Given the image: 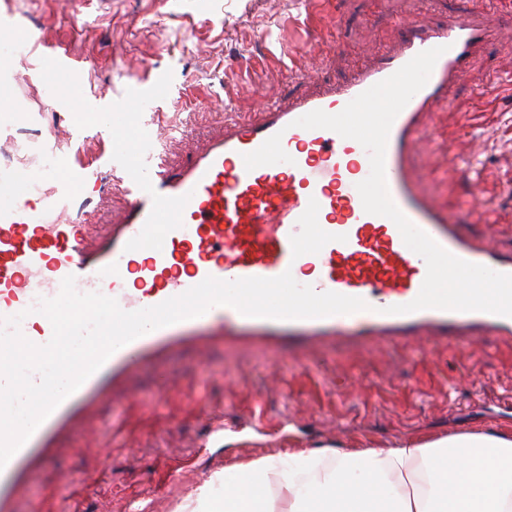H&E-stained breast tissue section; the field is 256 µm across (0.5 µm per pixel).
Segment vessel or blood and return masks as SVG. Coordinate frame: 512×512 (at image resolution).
I'll list each match as a JSON object with an SVG mask.
<instances>
[{
	"label": "vessel or blood",
	"mask_w": 512,
	"mask_h": 512,
	"mask_svg": "<svg viewBox=\"0 0 512 512\" xmlns=\"http://www.w3.org/2000/svg\"><path fill=\"white\" fill-rule=\"evenodd\" d=\"M497 12L468 13L427 28L402 20L399 47L346 82L272 103L252 122L225 121L182 166L161 160L127 167L114 188L121 206L110 235L91 241L88 217L100 195L93 161L42 168L41 188L20 195L16 185L35 160L10 127H0V317L22 315L20 330L34 344L52 336L50 321L35 307L74 276L79 292L115 298L126 311L156 306L207 277L237 280L309 273L316 291L366 301L365 310L322 319L274 320L242 315L222 305L205 314L153 330L116 350L104 365L62 401L0 469V512H19L17 493L28 474L55 463L52 441L111 385L137 367L185 345L217 338L240 344L298 342L312 347L340 339H445L493 334L512 337V317L487 312L420 310L390 314L418 295L426 263L403 242L395 223L366 213L356 186L370 174L367 151L327 129L298 127L315 110L341 112L358 95L387 79L419 53H443L427 84L397 115L390 130L385 176L397 207L456 257L512 275V253L494 249L460 230L461 213L436 204L415 183L410 162L450 102V90L486 41ZM20 40L43 47L56 67L81 72L88 56L49 26L23 31Z\"/></svg>",
	"instance_id": "vessel-or-blood-1"
}]
</instances>
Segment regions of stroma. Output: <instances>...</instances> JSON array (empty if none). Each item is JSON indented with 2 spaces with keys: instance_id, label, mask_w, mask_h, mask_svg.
Masks as SVG:
<instances>
[{
  "instance_id": "obj_1",
  "label": "stroma",
  "mask_w": 512,
  "mask_h": 512,
  "mask_svg": "<svg viewBox=\"0 0 512 512\" xmlns=\"http://www.w3.org/2000/svg\"><path fill=\"white\" fill-rule=\"evenodd\" d=\"M475 0H329L308 25L305 0H95L75 13L68 0H0L14 25L0 26V125L23 128L42 146L71 112L111 124V150L134 158L153 111L187 133L157 145L175 165L224 127L225 96L234 117L258 118L292 89L340 82L396 48L401 19L435 26ZM51 17L59 31L79 29L77 51L112 65L80 78L48 74L37 50H13L15 28ZM298 49L300 74L246 69L248 55ZM170 83L155 110L136 96L154 72ZM107 90L112 111L93 94ZM454 108L438 110L433 138L411 163L422 192L455 209L475 196L496 204L493 224L473 216L465 233L512 251V19L494 26L453 88ZM40 113L38 123L26 115ZM238 406L224 436L203 447L205 408ZM263 404L265 425L245 422ZM512 422V341L496 336L449 346L413 339L342 342L306 348L214 344L185 347L140 367L111 399L93 405L54 442V469L34 472L20 512H128L141 497L147 512H178L224 466L291 448L392 446L422 434L478 431Z\"/></svg>"
}]
</instances>
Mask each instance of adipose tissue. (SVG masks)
Masks as SVG:
<instances>
[{"mask_svg":"<svg viewBox=\"0 0 512 512\" xmlns=\"http://www.w3.org/2000/svg\"><path fill=\"white\" fill-rule=\"evenodd\" d=\"M180 512H512V424L228 465Z\"/></svg>","mask_w":512,"mask_h":512,"instance_id":"1","label":"adipose tissue"}]
</instances>
